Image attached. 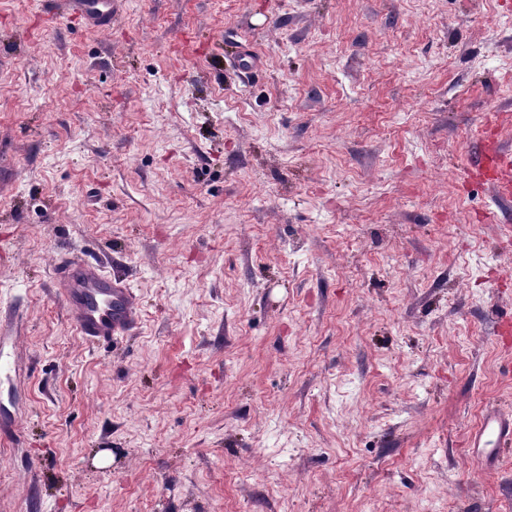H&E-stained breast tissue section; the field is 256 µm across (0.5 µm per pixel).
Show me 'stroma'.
<instances>
[{
  "mask_svg": "<svg viewBox=\"0 0 512 512\" xmlns=\"http://www.w3.org/2000/svg\"><path fill=\"white\" fill-rule=\"evenodd\" d=\"M512 0H0V512H512ZM138 301L78 335L52 278ZM59 7L49 11L51 19L64 17L67 12L81 16L92 27L106 30L112 26L115 0H57ZM477 175L487 181L498 196L512 195V166L508 153L498 144L489 143L486 148L485 160L474 167ZM53 278L77 332L86 340L112 341L134 327L137 301L132 289L101 262L60 255ZM476 439L477 442L472 448L506 444L512 440V415L498 408H488L482 430L476 434Z\"/></svg>",
  "mask_w": 512,
  "mask_h": 512,
  "instance_id": "35a3bbf8",
  "label": "stroma"
}]
</instances>
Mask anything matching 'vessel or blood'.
I'll return each instance as SVG.
<instances>
[{
  "label": "vessel or blood",
  "instance_id": "obj_1",
  "mask_svg": "<svg viewBox=\"0 0 512 512\" xmlns=\"http://www.w3.org/2000/svg\"><path fill=\"white\" fill-rule=\"evenodd\" d=\"M58 3V8L50 11V18L72 13L97 29L105 30L112 25L115 0H58ZM475 171L498 196L512 195V156L498 144H488L485 160ZM53 278L77 332L86 340L107 342L133 328L136 297L126 279L106 271L101 262L62 255L54 266ZM476 439L480 448L512 440V413L487 409Z\"/></svg>",
  "mask_w": 512,
  "mask_h": 512
}]
</instances>
